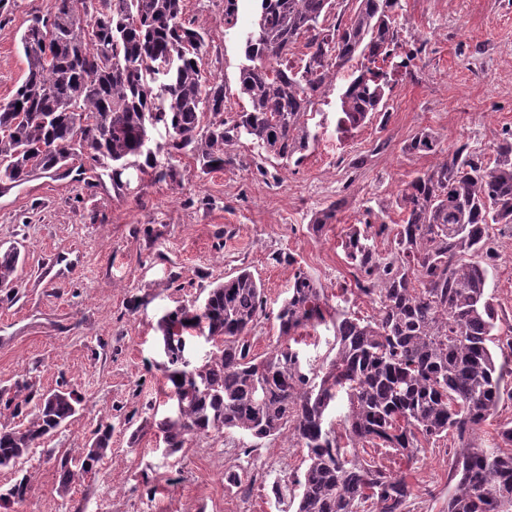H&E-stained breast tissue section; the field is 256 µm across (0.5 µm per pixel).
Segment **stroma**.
I'll list each match as a JSON object with an SVG mask.
<instances>
[{"label": "stroma", "instance_id": "1", "mask_svg": "<svg viewBox=\"0 0 512 512\" xmlns=\"http://www.w3.org/2000/svg\"><path fill=\"white\" fill-rule=\"evenodd\" d=\"M401 4L397 25L424 47L410 74L396 76L388 118L337 130L328 96L309 121L318 140L301 164L262 156L243 139L228 147L234 163L221 170L180 157L177 186L145 179L117 190L105 175L89 186L60 173L0 192V247L21 253L14 293L0 291V389L25 380L40 394L65 387L82 396L78 414L18 468H0V492L18 473L32 478L15 512H294L286 486L304 473L307 456L287 436L227 432L167 456L154 425L172 407L157 322L176 306L201 304L209 285L245 269L265 289L266 315L249 335L253 353L265 354L296 269L338 294L351 280L339 247L349 225L371 211L400 223L391 205L398 190L459 144L493 162V142L512 128V0ZM50 7L0 0V102L27 69L21 32ZM183 9L206 31L202 68L223 80L224 117L234 119L247 105L238 75L255 0H239L233 25L224 22V0H184ZM424 128L439 141L436 153H406ZM336 200V222L311 235L312 216ZM498 249L489 285L512 318V236H499ZM105 422L113 425L111 455L57 494V457H80ZM453 445L441 439L420 449L413 466H396L414 485L411 512H443ZM230 472L250 477L249 487L230 485Z\"/></svg>", "mask_w": 512, "mask_h": 512}]
</instances>
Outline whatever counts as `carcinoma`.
<instances>
[{
  "label": "carcinoma",
  "mask_w": 512,
  "mask_h": 512,
  "mask_svg": "<svg viewBox=\"0 0 512 512\" xmlns=\"http://www.w3.org/2000/svg\"><path fill=\"white\" fill-rule=\"evenodd\" d=\"M400 8L401 0H259L244 41L250 64L238 78L249 107L229 122L224 80L203 76L205 31L185 20L183 0H53L22 32L27 72L0 106V188L83 154L118 190L130 169L178 185L173 160L191 155L222 169L234 163L224 146L243 137L298 165L317 141L308 116L353 61L337 125L359 126L386 107L394 73L408 71L414 56L395 21ZM300 44L305 52L295 61ZM162 58L167 67L158 72ZM159 127L165 142L153 147ZM436 147L422 129L405 151ZM493 151L490 166L467 144L455 147L399 189L402 223L348 228L340 247L353 269L349 290L375 303L369 318L332 309L301 269L277 311L276 344L263 356L248 336L265 315L264 288L246 270L211 288L201 305L163 315L158 330L175 407L155 425L168 453L226 431L259 440L286 433L307 452L295 512H410L413 485L384 457L392 451L410 465L424 444L450 436L456 483L445 512H512V420L490 447L474 443L480 426L512 401V324L499 317L488 285L499 257L491 230L512 231V129ZM342 205L315 213L311 230L323 232ZM380 237L391 240L386 255L376 247ZM19 262L16 249L0 250L1 288L14 287ZM327 323L335 353L316 365L297 336ZM198 332L221 344L189 367L183 355ZM343 396L348 411L337 424L330 411ZM33 398L26 384L3 391L0 414L17 418ZM80 402L72 391H49L30 418L1 426L0 467L16 466ZM111 438L112 425L98 429L78 467L61 458L57 492L112 454ZM29 483L17 480L0 508L23 500Z\"/></svg>",
  "instance_id": "1"
}]
</instances>
